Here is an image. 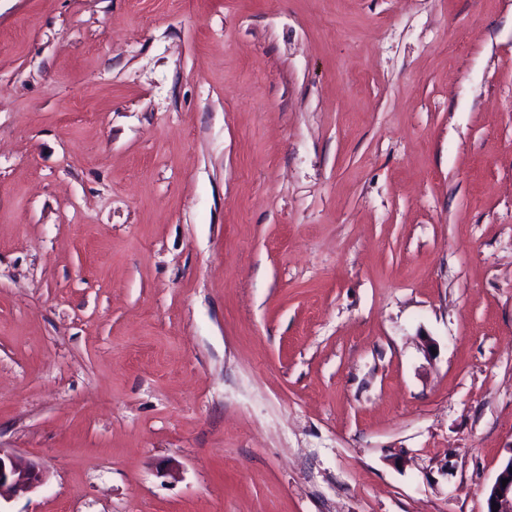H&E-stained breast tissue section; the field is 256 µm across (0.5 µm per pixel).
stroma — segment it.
<instances>
[{
    "label": "stroma",
    "instance_id": "stroma-1",
    "mask_svg": "<svg viewBox=\"0 0 512 512\" xmlns=\"http://www.w3.org/2000/svg\"><path fill=\"white\" fill-rule=\"evenodd\" d=\"M0 450V512H486L512 0H0ZM45 478L38 463L0 450V504L2 499L8 501L35 491L44 484Z\"/></svg>",
    "mask_w": 512,
    "mask_h": 512
}]
</instances>
